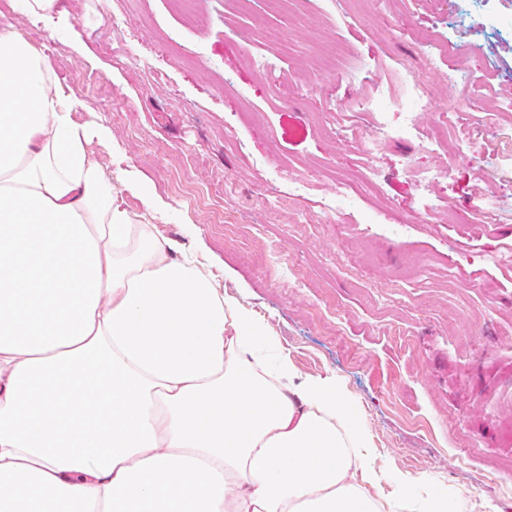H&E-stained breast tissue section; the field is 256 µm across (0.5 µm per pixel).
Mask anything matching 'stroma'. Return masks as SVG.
<instances>
[{
  "instance_id": "35a3bbf8",
  "label": "stroma",
  "mask_w": 512,
  "mask_h": 512,
  "mask_svg": "<svg viewBox=\"0 0 512 512\" xmlns=\"http://www.w3.org/2000/svg\"><path fill=\"white\" fill-rule=\"evenodd\" d=\"M99 130L87 150L119 203L251 310L287 357L291 387L331 377L367 450L369 492L391 512H512V0H58L52 20L0 0ZM436 30L456 50L419 41ZM368 77L337 84L316 41ZM460 68L472 139L434 140ZM432 91L409 135L370 137L400 71ZM298 96L276 99L270 76ZM368 133L366 141L352 131ZM378 172L381 193L337 197L334 171ZM440 172L430 200L421 178ZM496 204L492 222L480 195ZM407 225L398 238L384 215Z\"/></svg>"
}]
</instances>
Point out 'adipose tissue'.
I'll use <instances>...</instances> for the list:
<instances>
[{
    "mask_svg": "<svg viewBox=\"0 0 512 512\" xmlns=\"http://www.w3.org/2000/svg\"><path fill=\"white\" fill-rule=\"evenodd\" d=\"M0 28V512H382L331 379L136 223Z\"/></svg>",
    "mask_w": 512,
    "mask_h": 512,
    "instance_id": "adipose-tissue-1",
    "label": "adipose tissue"
}]
</instances>
